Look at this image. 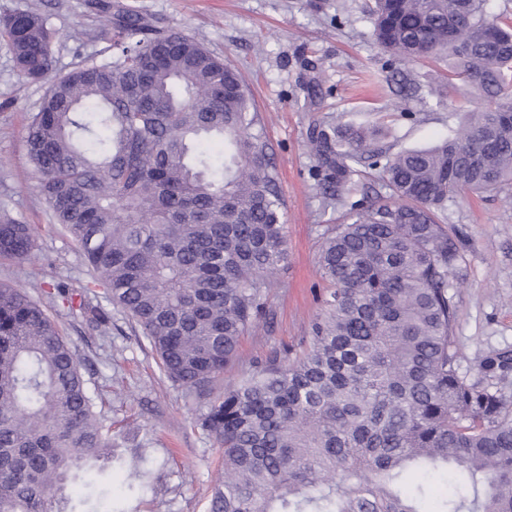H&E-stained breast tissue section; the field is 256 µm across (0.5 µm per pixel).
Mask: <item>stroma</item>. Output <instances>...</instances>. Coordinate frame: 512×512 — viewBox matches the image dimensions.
I'll use <instances>...</instances> for the list:
<instances>
[{"mask_svg": "<svg viewBox=\"0 0 512 512\" xmlns=\"http://www.w3.org/2000/svg\"><path fill=\"white\" fill-rule=\"evenodd\" d=\"M113 11L138 16L161 30L199 39L237 67L254 99L273 148L286 201L288 259L267 290V316L246 333L224 371L233 384L263 364L273 349L303 350L302 340L320 310L327 286L318 253L327 225L344 206L329 198L316 177L309 149L313 128L379 129L390 152L431 145L458 125L464 103L456 91L437 101L428 92L447 72L445 61L402 64L373 37L368 0H110ZM93 0H0V18L37 12L58 33L56 70L66 73L84 58L106 59L111 29ZM46 82L19 74L8 41L0 36V218L35 227L29 259L1 261L0 282L52 289L87 283L90 272L71 239L53 224L30 175L27 127ZM438 220L458 240L462 261L448 295L455 309L458 370L483 381L481 365L512 350V184L492 197L461 195ZM88 303L105 310V329L60 304L46 310L76 352L96 411L112 425V444L140 456L150 477L134 512H209L222 450L200 428L204 399L160 371L139 328L103 295Z\"/></svg>", "mask_w": 512, "mask_h": 512, "instance_id": "1", "label": "stroma"}]
</instances>
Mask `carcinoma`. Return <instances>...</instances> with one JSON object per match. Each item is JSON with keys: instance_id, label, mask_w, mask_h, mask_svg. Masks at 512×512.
I'll use <instances>...</instances> for the list:
<instances>
[{"instance_id": "1", "label": "carcinoma", "mask_w": 512, "mask_h": 512, "mask_svg": "<svg viewBox=\"0 0 512 512\" xmlns=\"http://www.w3.org/2000/svg\"><path fill=\"white\" fill-rule=\"evenodd\" d=\"M485 0H373V36L407 64L443 53L448 83L486 103L427 149L389 153L376 132L310 138L323 184L341 197L363 170L384 186L328 225L329 284L307 347L212 398L201 429L223 449L210 512H512V402L460 376L448 297L460 247L436 210L512 180V24ZM112 56L55 75L56 31L34 12L0 22L16 67L49 82L27 131L35 188L93 271L61 285L74 309L91 287L120 307L162 372L210 395L244 333L267 312V280L287 260L285 201L271 147L238 71L178 31L111 21ZM34 226L0 222V259L23 260ZM80 314L108 325L99 307ZM512 371V351L486 359ZM139 464L112 448L75 352L41 302L0 285V512H125L103 488ZM455 491L436 496L434 478Z\"/></svg>"}]
</instances>
